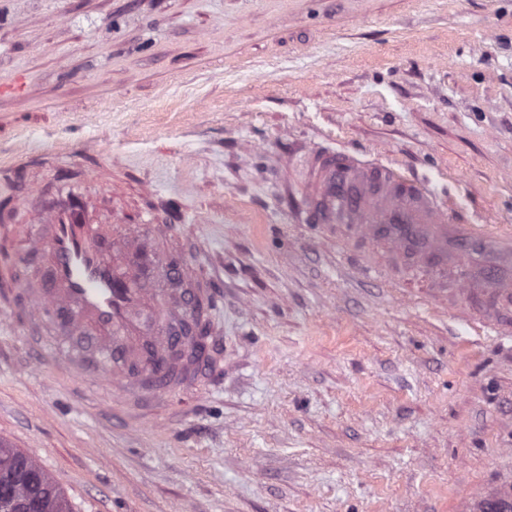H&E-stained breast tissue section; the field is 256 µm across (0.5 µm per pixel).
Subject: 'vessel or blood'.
Instances as JSON below:
<instances>
[{"mask_svg": "<svg viewBox=\"0 0 512 512\" xmlns=\"http://www.w3.org/2000/svg\"><path fill=\"white\" fill-rule=\"evenodd\" d=\"M304 201L314 221L341 226L367 239H383L394 253L413 255L416 264L441 269L449 255L464 264L460 290L483 274L486 323L512 333V233L478 224L449 223L436 195L382 158L365 160L329 150L313 154ZM41 224H8L22 258H38L42 275L23 283L24 299L0 291V308L24 314L29 323L52 321L55 353L82 346L67 373L78 380L125 388L124 370L139 367L140 399L160 400L196 379L198 359L172 361L169 351L187 344L182 327L187 308L172 303L151 282L163 262L154 242L170 233L167 224L93 222L74 187ZM460 512H512V482L503 481L465 497Z\"/></svg>", "mask_w": 512, "mask_h": 512, "instance_id": "b4317fda", "label": "vessel or blood"}]
</instances>
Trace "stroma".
I'll return each mask as SVG.
<instances>
[{
    "label": "stroma",
    "instance_id": "35a3bbf8",
    "mask_svg": "<svg viewBox=\"0 0 512 512\" xmlns=\"http://www.w3.org/2000/svg\"><path fill=\"white\" fill-rule=\"evenodd\" d=\"M1 86L0 211L41 223L37 159L67 153L103 218L159 203L162 251L221 297L224 367L159 426L67 379L50 328L0 325V442L73 512H458L512 479V337L481 280L293 214L333 147L512 231V0H0Z\"/></svg>",
    "mask_w": 512,
    "mask_h": 512
}]
</instances>
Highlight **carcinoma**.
Segmentation results:
<instances>
[{"label":"carcinoma","mask_w":512,"mask_h":512,"mask_svg":"<svg viewBox=\"0 0 512 512\" xmlns=\"http://www.w3.org/2000/svg\"><path fill=\"white\" fill-rule=\"evenodd\" d=\"M18 468L21 476L14 482V490L19 498L37 503L43 512H72L63 492L38 463L21 451L0 444V481Z\"/></svg>","instance_id":"obj_1"}]
</instances>
